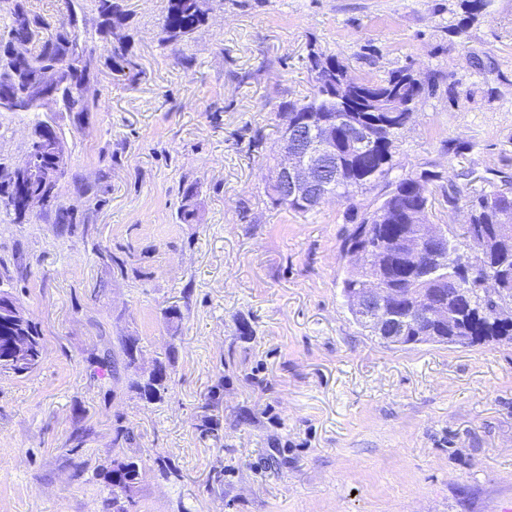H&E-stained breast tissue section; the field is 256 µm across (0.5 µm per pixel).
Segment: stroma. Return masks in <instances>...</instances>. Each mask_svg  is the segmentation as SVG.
<instances>
[{"instance_id":"1","label":"stroma","mask_w":512,"mask_h":512,"mask_svg":"<svg viewBox=\"0 0 512 512\" xmlns=\"http://www.w3.org/2000/svg\"><path fill=\"white\" fill-rule=\"evenodd\" d=\"M126 4L135 85L101 62V111L0 112V165L36 124L61 133L75 215L0 213V296L43 344L37 369L0 373V512H103L119 424L143 465L137 512H512V344H379L341 295L347 213L374 192L307 213L269 197L278 108L309 95L313 47L357 79L441 74L396 175L512 188V0L461 36V0H207V23L167 47V0ZM158 359L170 389L149 404L135 384Z\"/></svg>"}]
</instances>
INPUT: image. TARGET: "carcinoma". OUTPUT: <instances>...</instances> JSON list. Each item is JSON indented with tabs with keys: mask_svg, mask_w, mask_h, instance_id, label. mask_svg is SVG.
<instances>
[{
	"mask_svg": "<svg viewBox=\"0 0 512 512\" xmlns=\"http://www.w3.org/2000/svg\"><path fill=\"white\" fill-rule=\"evenodd\" d=\"M97 13L98 24L90 36H81L79 20L73 0H67V13L53 27L38 14L31 12L25 0H0V13L8 16L9 23L0 28L1 36H11L29 45L25 59V73L48 69H67V45L71 42L81 50V70L76 79L90 78L96 66L97 43L107 47L106 63L112 68L113 80L131 86L140 74L134 59L131 42L125 40L110 43L109 35L114 28L128 26L131 14L123 5L124 0H90ZM486 0H462L463 17L453 28L462 34L469 24L485 10ZM207 9L200 7V0H168L161 24L160 43L167 45L193 34L205 24ZM310 71L314 73L311 95L301 102H283V111L298 114H337L346 122H362L367 118L378 121L375 133L383 141L371 160L359 161L342 154L341 167L331 165L323 177L334 183L333 191L340 197L349 198L358 190H378L372 205L362 209L352 206L355 213L350 217L353 228L342 242V252L349 258L350 268L342 280V297L348 312L367 335L386 347H403L422 343H438L455 348H467L488 342H511L512 323L501 318L500 310H512V190L480 192L469 199L470 223L461 229L448 228V246L442 249L443 261L434 264L428 257L427 247L416 241L418 224L414 214L428 213L432 206V192L421 193L412 186V180L390 178L394 169V154L399 136L398 130L387 122L385 112L398 106L415 104L439 84L436 74H427L414 81H404L406 68L388 72L377 81L357 79L348 89L349 101L357 108L346 111L347 103L336 100V73L346 65L333 54L312 52L308 56ZM16 60L0 53V94L22 95L30 91V83L12 81L10 72ZM67 112H96L100 108L96 97L81 98L63 88L56 94ZM33 138L40 140L39 149H47L61 139L53 129L37 125ZM15 191L14 180L9 172L0 171V199H5L3 209L22 213L7 203ZM55 210L58 224H71L74 217L58 201V187H53L46 204ZM384 212V223L374 221L377 211ZM471 240V248L478 262L469 276H455L453 266L459 259L458 237ZM433 281L425 284L421 276L432 268ZM489 276L502 279L501 291L490 297L479 288V281ZM379 277L385 287L393 290V298L384 308L387 319H397L403 324L404 333L397 340L390 339L387 327H376L364 322L352 305L350 298L363 292L371 280ZM439 303L448 308V320L434 322L424 318L420 311ZM24 333L31 338V359L16 369L0 364V371L24 374L40 365L38 347L40 335L33 323L20 329L0 313V345L12 337ZM169 375L161 373L154 381L136 383L139 394L148 402L161 401L168 392ZM99 476L110 488L112 497L106 499L105 508L112 512H133L137 505L135 490L127 486L126 475L112 467L101 469Z\"/></svg>",
	"mask_w": 512,
	"mask_h": 512,
	"instance_id": "carcinoma-1",
	"label": "carcinoma"
}]
</instances>
